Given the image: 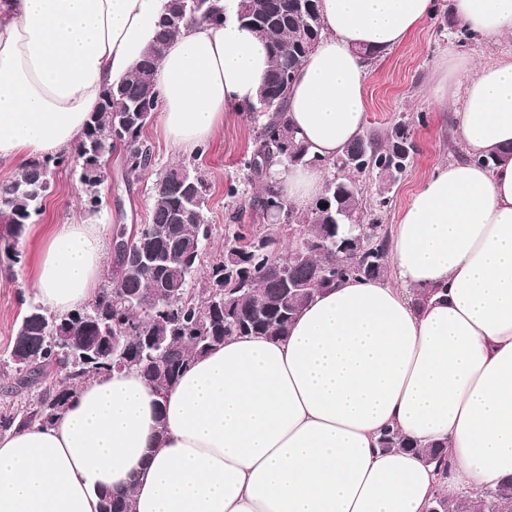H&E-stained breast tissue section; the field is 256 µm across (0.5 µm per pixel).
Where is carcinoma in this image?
<instances>
[{"label": "carcinoma", "mask_w": 512, "mask_h": 512, "mask_svg": "<svg viewBox=\"0 0 512 512\" xmlns=\"http://www.w3.org/2000/svg\"><path fill=\"white\" fill-rule=\"evenodd\" d=\"M177 8V0H167L155 41L131 77L105 90L99 109L91 115L74 148L84 163L81 175L91 189L98 186L91 169L85 167L86 148L92 143L105 150L123 146L124 173L129 181L150 168L153 152L143 136L141 113L152 114L157 109L158 62L190 21L224 19L222 0H200L195 8L188 7L178 16L174 15ZM238 20L265 40L271 59L256 102L246 107L256 128L248 166L261 175L273 164L318 162L297 131L285 123L283 112L296 69L324 33L319 0H239ZM412 152L408 125L402 120L393 124L384 143L368 133L351 141L329 164L333 175L328 179L326 208L317 206L298 213L271 182H266L263 194L255 201L258 210L265 215L272 207L282 220L305 228L300 245L291 252L285 275L272 269L276 258L272 236L230 225L225 232L224 256L207 265L206 290L196 291V279L186 277L178 282L185 298L175 304L165 301L173 268L188 263L202 269L204 242L212 234L205 220L207 184L200 171L186 164L159 173L167 178V185L160 192L153 191L149 221L142 226L135 245L161 258L162 263L129 270L123 267L122 257H115L109 274L111 287L100 289L92 302L66 316L51 319L43 305H29L5 360L15 382L13 389L5 392L0 435L18 424L52 423L61 415L54 410L57 402L99 376L97 372L62 367L55 340L65 336L72 343L90 341L96 332L90 328L88 317L102 308L111 313L112 335L121 337L132 349L137 348L138 337L146 334L178 337L163 351L162 366L145 358L133 365L158 392L165 393L195 358L219 349L224 339L252 334L285 336L300 310L321 291L349 277H384L390 238L379 219L373 217L364 223L359 178L375 175L395 179L407 169ZM511 159L512 145H508L486 155L482 163L492 167ZM68 161L66 152L34 161L17 177L0 184V242L12 262H19L16 246L50 190L46 180L51 170ZM214 288L228 289L225 299L231 303V313L213 315L211 326L203 331L199 312ZM379 444L387 449L414 448L409 439L390 429L381 434ZM419 452L438 470L446 464L440 445ZM132 508L128 492L100 493L99 512H132ZM428 512H512V480L494 488L490 497L483 491L454 499L437 495L430 500Z\"/></svg>", "instance_id": "carcinoma-1"}]
</instances>
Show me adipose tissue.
Masks as SVG:
<instances>
[{
    "instance_id": "1",
    "label": "adipose tissue",
    "mask_w": 512,
    "mask_h": 512,
    "mask_svg": "<svg viewBox=\"0 0 512 512\" xmlns=\"http://www.w3.org/2000/svg\"><path fill=\"white\" fill-rule=\"evenodd\" d=\"M166 0H0V160L67 151L105 89L153 43ZM190 23L158 66L157 125L195 153L226 112L255 100L265 42L236 19ZM485 42L512 36V0H320L324 34L288 91L287 122L318 165L272 167L296 211L325 162L364 130L361 49L385 54L437 9ZM438 103L459 101L467 158L442 164L401 212L393 281L349 278L315 297L288 334L232 336L165 394L133 368L78 388L50 425L0 436V512H98L97 492H130L135 512H426L512 478V55L449 60ZM106 224L55 225L34 296L57 314L98 292ZM435 289L422 307L409 289ZM398 430L414 449L385 450ZM445 444L436 474L419 453Z\"/></svg>"
}]
</instances>
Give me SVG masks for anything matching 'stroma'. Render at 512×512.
<instances>
[{"label":"stroma","instance_id":"1","mask_svg":"<svg viewBox=\"0 0 512 512\" xmlns=\"http://www.w3.org/2000/svg\"><path fill=\"white\" fill-rule=\"evenodd\" d=\"M452 22L448 11H438L400 45L367 65L366 130H384L403 116L410 121V136L416 146L411 164L396 181L373 176L360 180L364 213H380L383 224L390 229L436 166L466 157L454 132L453 105L439 104L433 98L432 76L437 65L451 53L470 57L480 65L512 52V37L494 45L477 38L459 41L450 30ZM253 127L249 113L228 112L212 140L190 158L177 153L156 124H149L144 137L153 147L152 168L137 181L125 183L123 150L114 148L112 176L101 185L102 204L94 212L85 204L80 159L70 157L65 166L55 169L41 211L25 227L18 246L20 262L11 263L0 251V359L8 356L17 322L34 300L36 257L54 225L90 216L115 227L146 223L156 175L169 165L195 160L207 182L205 217L212 226L206 244L207 258L223 255L224 227L228 224H245L258 233L274 228L280 249H287V227H272L270 220L251 207L252 200L265 185L264 178L254 174L247 165L253 150ZM383 194L387 195L389 204L381 210L377 204Z\"/></svg>","mask_w":512,"mask_h":512}]
</instances>
